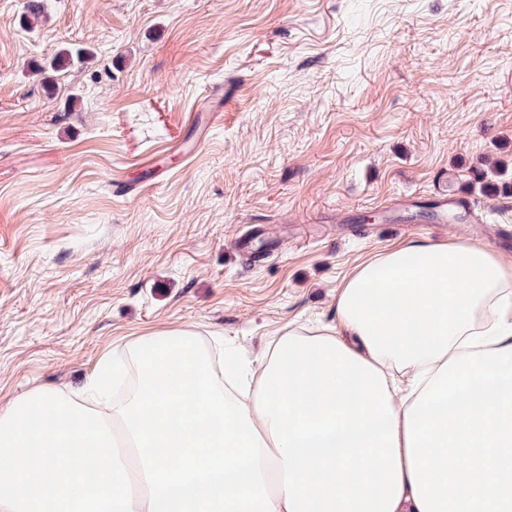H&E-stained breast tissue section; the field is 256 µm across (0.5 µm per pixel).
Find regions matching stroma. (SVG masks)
Wrapping results in <instances>:
<instances>
[{
	"instance_id": "obj_1",
	"label": "stroma",
	"mask_w": 512,
	"mask_h": 512,
	"mask_svg": "<svg viewBox=\"0 0 512 512\" xmlns=\"http://www.w3.org/2000/svg\"><path fill=\"white\" fill-rule=\"evenodd\" d=\"M25 2L0 0V407L162 329L258 357L335 325L343 279L395 244L512 257V196L426 214L485 159L512 178V0H44L31 28ZM65 44L92 61L50 71Z\"/></svg>"
}]
</instances>
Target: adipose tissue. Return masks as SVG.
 Listing matches in <instances>:
<instances>
[{"instance_id": "obj_1", "label": "adipose tissue", "mask_w": 512, "mask_h": 512, "mask_svg": "<svg viewBox=\"0 0 512 512\" xmlns=\"http://www.w3.org/2000/svg\"><path fill=\"white\" fill-rule=\"evenodd\" d=\"M0 512H512V261L391 246L257 360L136 337L0 411Z\"/></svg>"}]
</instances>
